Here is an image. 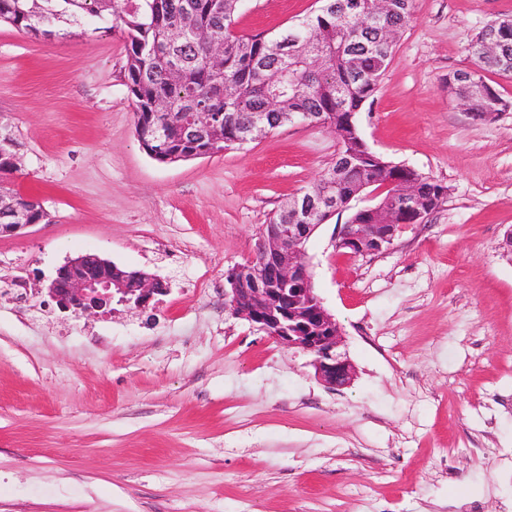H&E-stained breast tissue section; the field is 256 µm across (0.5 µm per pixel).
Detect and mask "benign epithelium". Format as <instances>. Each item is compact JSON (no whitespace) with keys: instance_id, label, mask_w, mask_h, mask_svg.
<instances>
[{"instance_id":"7a95c632","label":"benign epithelium","mask_w":512,"mask_h":512,"mask_svg":"<svg viewBox=\"0 0 512 512\" xmlns=\"http://www.w3.org/2000/svg\"><path fill=\"white\" fill-rule=\"evenodd\" d=\"M448 95L461 100L480 120H491L512 109V103L489 84L455 72L448 75ZM477 99L484 106L475 111ZM288 119L336 131V126L321 114L292 112ZM363 193L372 204L358 209V214L373 221L344 224L334 240L336 252L352 258L388 251L401 229L422 223L431 213L428 201L418 195L413 178L396 175L361 183L343 202L325 192L303 201L294 198L288 202L292 223L262 225L253 255L226 275L225 310L247 320L277 344L307 353L315 377L331 390L350 386L357 369L342 350L340 325L313 288L307 245L322 216H331ZM3 215L11 221L0 223V236L33 225L30 213L0 189V217ZM158 281L153 273L124 270L96 253H84L57 269L45 293L62 312L105 315L112 313L114 301L135 310L145 309L155 296L165 292L157 287Z\"/></svg>"}]
</instances>
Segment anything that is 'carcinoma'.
I'll list each match as a JSON object with an SVG mask.
<instances>
[{"instance_id": "1", "label": "carcinoma", "mask_w": 512, "mask_h": 512, "mask_svg": "<svg viewBox=\"0 0 512 512\" xmlns=\"http://www.w3.org/2000/svg\"><path fill=\"white\" fill-rule=\"evenodd\" d=\"M155 0H0V23L36 39L59 35L90 20L93 32L105 36L119 30L125 39V85L134 101L135 131L142 147H152L161 130L168 153L181 156L192 146L184 139V123L204 105L224 113V123L202 130L213 155L237 144L254 119L263 116L268 130L285 124L284 112H318L344 132L336 163L307 190L304 199L326 187L328 175L339 177L338 195L349 197L359 183L380 176L384 169L359 160L363 154L350 124L370 98L392 60L393 42L384 34L399 33L410 21L413 0H394V8L377 24L368 19L369 0H318L319 8L279 33L267 37L236 31L237 0H162L166 14L187 30L174 40L155 23ZM313 32L317 40L291 57L293 41ZM493 24L473 40L470 51L478 71L512 76L491 55L484 42L498 37ZM224 41V70L216 72L207 59L211 41ZM290 70L293 81L281 107L271 108L279 89L266 83L273 72ZM401 175L418 178L417 190L434 202L445 190L436 180L408 166Z\"/></svg>"}]
</instances>
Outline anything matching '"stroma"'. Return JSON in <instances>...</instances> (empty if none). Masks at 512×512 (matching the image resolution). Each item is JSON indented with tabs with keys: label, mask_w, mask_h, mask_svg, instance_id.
<instances>
[{
	"label": "stroma",
	"mask_w": 512,
	"mask_h": 512,
	"mask_svg": "<svg viewBox=\"0 0 512 512\" xmlns=\"http://www.w3.org/2000/svg\"><path fill=\"white\" fill-rule=\"evenodd\" d=\"M317 0H244L236 29L278 32ZM512 0H413L356 114L372 151L447 187L367 259L336 254L348 213L308 245L344 331L350 387L318 381L224 309V274L340 150L299 122L206 157L141 148L125 41L0 24L10 180L49 222L0 237V512H512V111L448 95ZM96 253L167 284L143 311L74 317L46 294Z\"/></svg>",
	"instance_id": "stroma-1"
}]
</instances>
